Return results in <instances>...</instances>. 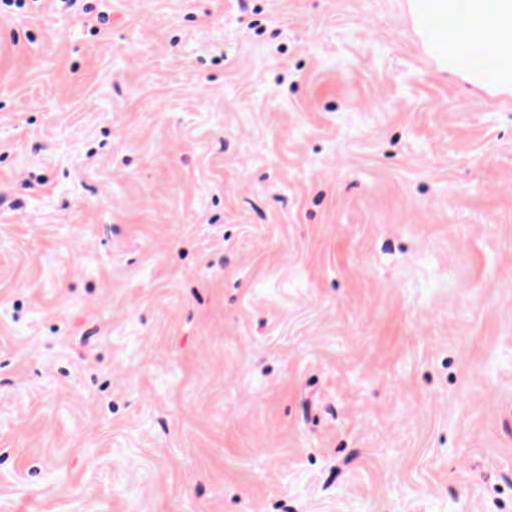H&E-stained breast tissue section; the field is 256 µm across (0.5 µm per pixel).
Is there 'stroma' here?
<instances>
[{
	"mask_svg": "<svg viewBox=\"0 0 512 512\" xmlns=\"http://www.w3.org/2000/svg\"><path fill=\"white\" fill-rule=\"evenodd\" d=\"M85 2L0 0V512H512V91L408 0Z\"/></svg>",
	"mask_w": 512,
	"mask_h": 512,
	"instance_id": "obj_1",
	"label": "stroma"
}]
</instances>
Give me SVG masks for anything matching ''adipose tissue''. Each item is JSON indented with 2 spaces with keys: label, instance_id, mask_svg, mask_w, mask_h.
Here are the masks:
<instances>
[{
  "label": "adipose tissue",
  "instance_id": "obj_1",
  "mask_svg": "<svg viewBox=\"0 0 512 512\" xmlns=\"http://www.w3.org/2000/svg\"><path fill=\"white\" fill-rule=\"evenodd\" d=\"M409 11L428 52L439 65L475 85L512 89V64L475 68V46L499 53L512 45V0H409Z\"/></svg>",
  "mask_w": 512,
  "mask_h": 512
}]
</instances>
